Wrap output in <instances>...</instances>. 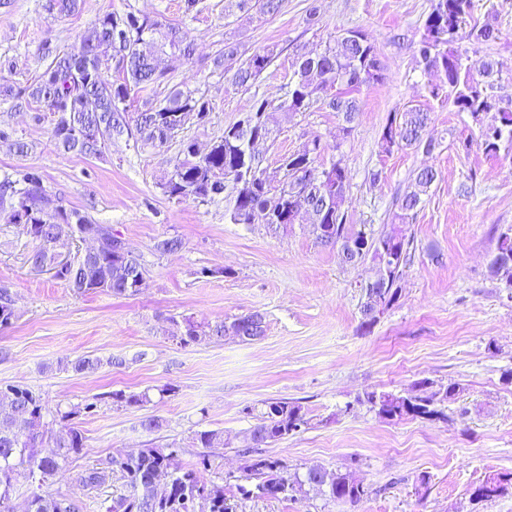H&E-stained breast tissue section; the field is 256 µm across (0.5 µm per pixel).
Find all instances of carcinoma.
I'll list each match as a JSON object with an SVG mask.
<instances>
[{
  "instance_id": "cac0c4a2",
  "label": "carcinoma",
  "mask_w": 512,
  "mask_h": 512,
  "mask_svg": "<svg viewBox=\"0 0 512 512\" xmlns=\"http://www.w3.org/2000/svg\"><path fill=\"white\" fill-rule=\"evenodd\" d=\"M79 0H47L46 10L69 16L78 9ZM283 0H229L227 8L240 12L256 11L274 16L281 11ZM474 0H434L424 21V37L418 45L419 64L429 80L426 91L431 100L451 101L458 112H483L486 122L480 125L481 145L486 154L496 155L503 142L512 144V103H488L491 95L488 81L494 78L493 62L470 61L469 56L455 47L459 40L474 43L493 42L496 30L488 25L470 24ZM189 58L194 53L188 33L171 25L162 17L137 15L133 12H110L99 17L67 51L55 55L27 87L28 96L36 103L59 110L53 128L57 147L76 155L104 156L101 141L79 136L78 131L95 128L108 139L134 130L144 147H163L179 140V156L172 170L160 184L163 193L178 202L213 200L223 194L232 204L230 219L235 224H249L256 213L269 212L274 230L288 226V213L298 203L305 204L308 224L317 242L335 247L344 242L347 247L346 266L354 258L371 257L375 264L376 288L363 289L361 326L369 329L378 316L369 315L376 306L387 310L398 299L397 282L401 268L410 255V241L402 225L410 223L435 182L437 173L426 167L419 170L413 188L397 201L389 229L378 236L357 229L348 223L345 208L349 186L348 169L339 158L325 166L318 159L329 143L316 135L298 150L278 159L269 169L253 154V138L263 135L274 142L273 105L268 99L253 94L242 117L224 128V135L213 142L204 155L194 152L195 143L181 137L186 129L185 118L193 115L205 121L211 112L208 100L195 96L191 90L172 89L159 103L128 116L127 102L134 91L160 85L168 80V72L159 69L158 53L164 48ZM276 57L274 49L264 47L242 58L236 41L224 42V74L231 83L251 89ZM293 74L285 86L283 101L288 113L309 112L327 107L342 114L345 125L342 135L353 131V123L361 111L359 94L363 87L384 80L383 66L369 36L362 30H347L325 43L303 46L292 63ZM114 76L108 77L107 71ZM431 123L430 110L410 108L391 113L386 119L380 138L381 151L423 148L429 153L435 148L427 136ZM46 189L40 176L26 172L21 179L0 185V220L17 226L34 243L28 262L38 272L52 276L81 295L106 293L113 296H134L145 283L146 269L140 257L128 251L117 253L110 228L96 224L77 209L61 208L49 215L39 208ZM62 224H77L99 235L100 249L95 254L76 253L60 269L56 259L71 242L62 241ZM491 273L512 288V228L498 237L496 253L490 263ZM15 312L8 291L0 289V327L12 324ZM172 335L183 345L206 339L222 338L229 330L248 341L265 335L263 314L249 313L230 321L214 324L198 322L191 317H172ZM428 391L421 381L405 395L365 393L366 401L377 410L379 417L398 420L404 417L436 419L443 416L438 402L448 398ZM115 406H142L150 402L147 392L111 394ZM97 403L88 402L60 413L62 430L54 441L56 452L42 455L40 431L44 406L32 390L19 385L0 387V512H10L9 501L14 489L17 468L24 466L29 477L39 485L55 482L65 461L84 448L81 432L73 420L91 414ZM308 424L303 407L286 398L262 402L259 423L244 435L247 456V478L258 480L254 488L238 487L240 495L254 494L269 498L294 497L310 486L329 500L357 503L365 491L350 472L326 470L306 472L300 476L287 474L283 466L257 452V448L281 440ZM195 440L204 448L224 444V434L203 430ZM179 448L173 443L138 448L132 456L114 455L98 460L77 473L79 482L90 494H96L123 481L124 490L112 499L108 512H236V505L224 493V486L206 480L204 472L210 466L207 455L182 468L173 467ZM512 479H498L493 489L481 486L471 494L473 500L487 501L507 490ZM81 505L68 497L49 490L32 496L28 512H80Z\"/></svg>"
}]
</instances>
